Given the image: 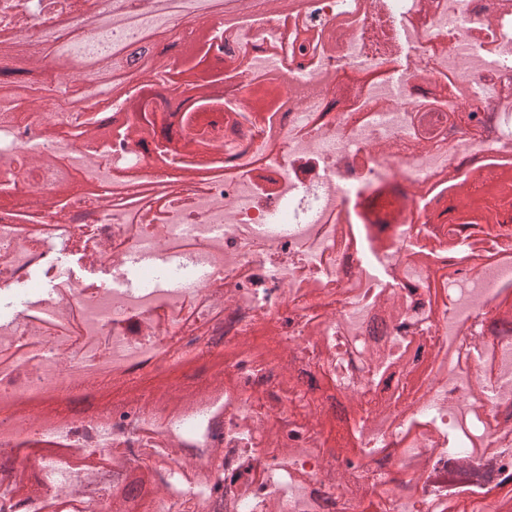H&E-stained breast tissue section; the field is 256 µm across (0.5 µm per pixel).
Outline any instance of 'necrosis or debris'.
I'll return each instance as SVG.
<instances>
[{"mask_svg":"<svg viewBox=\"0 0 512 512\" xmlns=\"http://www.w3.org/2000/svg\"><path fill=\"white\" fill-rule=\"evenodd\" d=\"M0 38L69 30L106 0H26ZM232 51L185 76L191 95L142 81L88 147L62 108L0 159L48 156L39 196L0 192V297L33 272L55 294L0 311V400L49 398L96 363L128 381L197 361L223 368L194 405L114 407L86 440L73 426L6 429L21 469L0 467V512H482L512 491V6L504 0H306L241 14ZM222 151L207 177L173 180L160 219L128 223L99 196L148 181L151 132L213 94ZM471 113H448L457 88ZM67 248L123 280L153 255V280L104 291L60 279ZM479 258L478 269L462 261ZM81 316L79 336L41 326ZM224 420V443L208 445Z\"/></svg>","mask_w":512,"mask_h":512,"instance_id":"necrosis-or-debris-1","label":"necrosis or debris"}]
</instances>
